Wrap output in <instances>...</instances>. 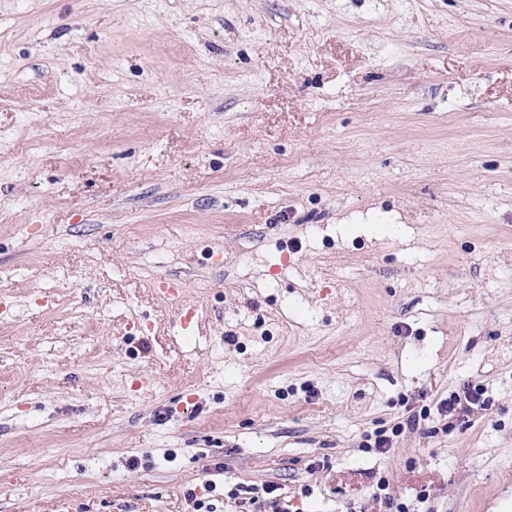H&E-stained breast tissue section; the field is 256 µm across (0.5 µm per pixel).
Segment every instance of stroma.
<instances>
[{
    "label": "stroma",
    "mask_w": 512,
    "mask_h": 512,
    "mask_svg": "<svg viewBox=\"0 0 512 512\" xmlns=\"http://www.w3.org/2000/svg\"><path fill=\"white\" fill-rule=\"evenodd\" d=\"M382 480L512 512V0H0V512Z\"/></svg>",
    "instance_id": "obj_1"
}]
</instances>
